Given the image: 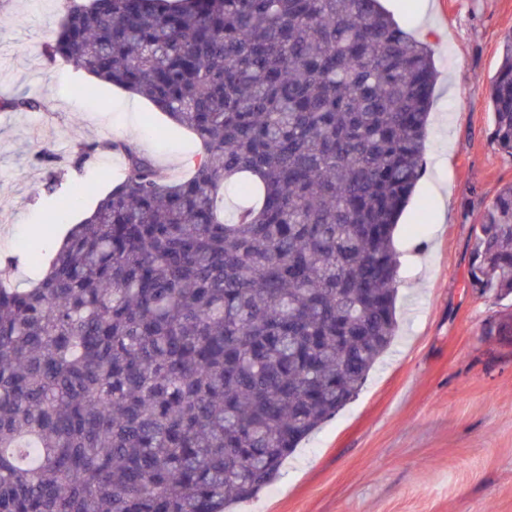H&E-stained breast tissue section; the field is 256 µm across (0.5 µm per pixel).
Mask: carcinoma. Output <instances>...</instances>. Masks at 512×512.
I'll return each instance as SVG.
<instances>
[{
	"instance_id": "cac0c4a2",
	"label": "carcinoma",
	"mask_w": 512,
	"mask_h": 512,
	"mask_svg": "<svg viewBox=\"0 0 512 512\" xmlns=\"http://www.w3.org/2000/svg\"><path fill=\"white\" fill-rule=\"evenodd\" d=\"M42 55L193 134L176 179L125 171L21 288L0 269V512H227L358 393L397 332L398 217L438 73L380 0H67ZM512 158V32L490 79ZM39 98L0 100L37 111ZM47 187L65 175L45 149ZM243 204L224 218L225 184ZM468 281L512 296V183ZM486 336H512V316Z\"/></svg>"
}]
</instances>
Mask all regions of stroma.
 I'll use <instances>...</instances> for the list:
<instances>
[{"label": "stroma", "instance_id": "1", "mask_svg": "<svg viewBox=\"0 0 512 512\" xmlns=\"http://www.w3.org/2000/svg\"><path fill=\"white\" fill-rule=\"evenodd\" d=\"M416 37L433 44L439 73L427 127L425 172L394 241L400 255L398 333L362 390L301 442L280 475L230 512H512V337L484 335L512 314L468 287L473 228L512 158L490 143V79L512 0H382ZM61 0H0V97L46 99L40 111H0V253L51 250L112 187L110 167L74 169L75 146L132 140L175 176L192 146L142 98L98 86L50 63L40 48L59 25ZM49 147L67 174L48 192L35 155ZM428 204L420 215V204ZM420 224L419 233L410 225Z\"/></svg>", "mask_w": 512, "mask_h": 512}]
</instances>
